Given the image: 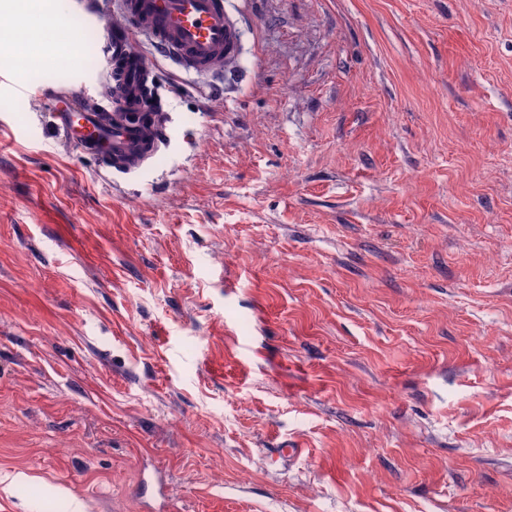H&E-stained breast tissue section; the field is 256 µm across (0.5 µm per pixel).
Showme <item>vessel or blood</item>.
Listing matches in <instances>:
<instances>
[{
  "instance_id": "vessel-or-blood-1",
  "label": "vessel or blood",
  "mask_w": 512,
  "mask_h": 512,
  "mask_svg": "<svg viewBox=\"0 0 512 512\" xmlns=\"http://www.w3.org/2000/svg\"><path fill=\"white\" fill-rule=\"evenodd\" d=\"M242 27L226 0H121L103 33L106 67L92 87L46 86L51 124L66 143L90 150L107 170L143 174L170 148L157 71L140 43L187 75L220 76L236 62Z\"/></svg>"
}]
</instances>
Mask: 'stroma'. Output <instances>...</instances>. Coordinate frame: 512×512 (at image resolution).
<instances>
[{
    "instance_id": "obj_1",
    "label": "stroma",
    "mask_w": 512,
    "mask_h": 512,
    "mask_svg": "<svg viewBox=\"0 0 512 512\" xmlns=\"http://www.w3.org/2000/svg\"><path fill=\"white\" fill-rule=\"evenodd\" d=\"M80 2L0 56V512H512V0H237L140 176L34 94ZM30 32L26 34L23 41L11 42L2 39L1 44H7L12 49H17L21 55L29 59L32 65L36 66L42 64L47 58L38 34L33 31Z\"/></svg>"
}]
</instances>
